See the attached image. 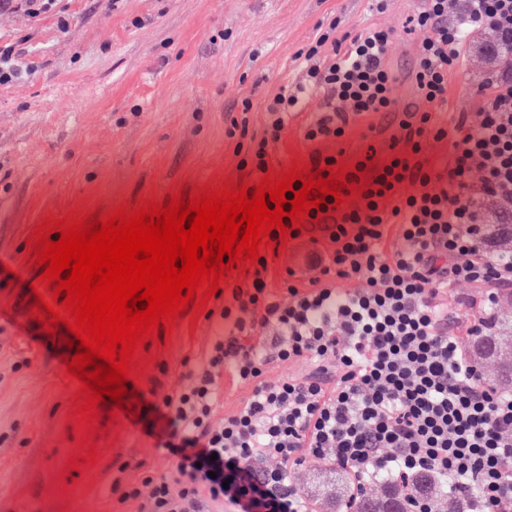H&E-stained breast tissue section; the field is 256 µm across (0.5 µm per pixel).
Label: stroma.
I'll return each mask as SVG.
<instances>
[{
    "mask_svg": "<svg viewBox=\"0 0 512 512\" xmlns=\"http://www.w3.org/2000/svg\"><path fill=\"white\" fill-rule=\"evenodd\" d=\"M420 0H53L36 14L0 12V46L20 78L0 84V512H139L111 482L146 461L155 475L169 460L157 447L153 413L122 409L95 433L96 463L65 466L75 452L74 395L65 376L67 343L51 342L23 300L37 274L27 239L43 219L67 212L106 215L119 206L164 201L179 190L247 179L224 131L250 101L261 130L263 101L294 79L297 53L337 23L395 30L388 65L398 95L411 93L407 63L418 44L402 30ZM488 62L473 48L466 75L449 87V109L475 111ZM305 117L290 120L270 150V174L308 163ZM23 285L12 284V276ZM211 334L185 312L167 344H148L139 393L144 403L177 388L182 362Z\"/></svg>",
    "mask_w": 512,
    "mask_h": 512,
    "instance_id": "stroma-1",
    "label": "stroma"
}]
</instances>
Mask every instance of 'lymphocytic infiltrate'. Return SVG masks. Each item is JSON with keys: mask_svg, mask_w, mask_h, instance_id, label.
<instances>
[{"mask_svg": "<svg viewBox=\"0 0 512 512\" xmlns=\"http://www.w3.org/2000/svg\"><path fill=\"white\" fill-rule=\"evenodd\" d=\"M418 38L413 72L419 108L407 113L385 159L314 152L313 167L347 164L355 182L374 178L354 206L310 210L291 239H308L311 277L287 268L273 282L259 258L213 321L183 384L156 404L159 445L173 478L143 469L126 497L140 512H310L289 468L325 459L358 486L388 476L410 488L419 473L471 489L467 512H512V391L487 388L448 329L445 296L481 289L473 336L487 328L497 289L512 288V250H490L489 205L512 223V0H423L404 23ZM497 41L494 70L480 83L476 111L449 113L448 87L468 62L471 33ZM390 30L337 34L328 26L300 51V73L265 101L261 132L231 119L227 137L248 139L242 160L254 179L290 119L305 111L306 140H339L359 120L395 106L387 66ZM448 156L422 155L427 139ZM356 281L344 289L345 281ZM308 362L306 375L267 380L271 364ZM248 384L246 403L220 423L212 416L225 385ZM277 467H267V460Z\"/></svg>", "mask_w": 512, "mask_h": 512, "instance_id": "obj_1", "label": "lymphocytic infiltrate"}]
</instances>
